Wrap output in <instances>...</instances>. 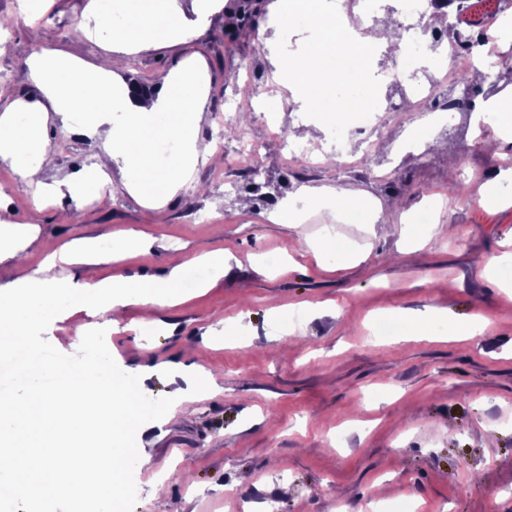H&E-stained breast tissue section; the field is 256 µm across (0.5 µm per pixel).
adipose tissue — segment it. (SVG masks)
<instances>
[{"label": "adipose tissue", "instance_id": "ef3b65f1", "mask_svg": "<svg viewBox=\"0 0 512 512\" xmlns=\"http://www.w3.org/2000/svg\"><path fill=\"white\" fill-rule=\"evenodd\" d=\"M179 23L170 0H152L151 7L138 14L123 36L126 46L140 44L155 36L162 27ZM335 42L324 40L316 49L294 58L289 64V85L299 89L306 103H315L323 92L327 71L325 58L335 55ZM33 78L53 101L59 115L79 112L83 115L84 134L100 140L102 154L86 178H65L51 184L38 178L44 163L52 159V150L41 138L47 120L43 111L24 104H7L0 109V157L11 160L17 174L35 187L41 202L47 203L70 193L84 196L94 193L108 180L114 160H122L134 172L132 188L146 202L161 203L176 192L194 158L210 153L209 146L190 141L182 157L174 159L169 171L156 170L152 146L159 132L154 117L166 113L179 117L202 109L206 84L203 75L186 68L164 76L153 93L126 92L113 97L112 85L118 74L111 57L85 65L55 49H42L29 60ZM124 115L123 128H115L113 113ZM89 241L74 240L45 251L38 267L16 280L12 287L0 289V343L26 340L29 332L60 308L63 292L75 291L85 308L96 313H112L132 306H168L179 297L178 288L189 271L188 265L172 267L163 282H130L121 278L81 280L60 283L55 271L60 265L84 266L109 263Z\"/></svg>", "mask_w": 512, "mask_h": 512}]
</instances>
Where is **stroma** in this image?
<instances>
[{
  "mask_svg": "<svg viewBox=\"0 0 512 512\" xmlns=\"http://www.w3.org/2000/svg\"><path fill=\"white\" fill-rule=\"evenodd\" d=\"M242 0H172L191 30L165 32L121 53L124 85L153 86L156 77L201 61L207 92L190 129L211 141L217 119L224 148L198 159L186 183L160 207L138 199L131 171L115 164L106 204L64 195L38 206L10 161L0 158V206L38 237L0 262V287L34 269L47 245L92 239L112 252L109 264L65 266L58 276L162 280L177 264L224 250L232 258L212 288L182 290L173 306L126 309L125 327L106 342L119 367L141 375L152 398L188 391L192 415L137 435L149 462L134 472L133 512H366L369 504L412 501L417 512H512V280L492 259L512 242V206L485 202V192L512 199V140L498 153L474 145L472 120L452 113L433 131L437 150L414 136L444 100L410 105L374 135L377 157L392 173L339 168L335 159L307 168L292 161L267 126L297 129L306 104L280 82L282 63L317 43L306 26L276 15V0H256L257 37L224 31ZM123 12L127 0H0V103L15 100L49 111L30 57L53 48L94 64L109 32L99 13ZM42 138L55 154L44 183L91 169L97 140L64 134L50 113ZM248 139L255 160L240 155ZM261 189L249 193L251 183ZM364 192L370 207L395 224L383 234L342 213L332 193ZM437 231L418 242L406 227L432 199ZM208 222H200V215ZM153 238L148 253H126L120 234ZM331 230L338 249L295 251L297 239ZM378 318L404 322L398 336L374 338ZM102 316L81 306L57 316L46 339L65 354L81 339L75 328ZM484 322L466 341L458 323ZM207 372L212 385L186 390L172 364ZM348 429L343 444L336 430Z\"/></svg>",
  "mask_w": 512,
  "mask_h": 512,
  "instance_id": "1",
  "label": "stroma"
}]
</instances>
